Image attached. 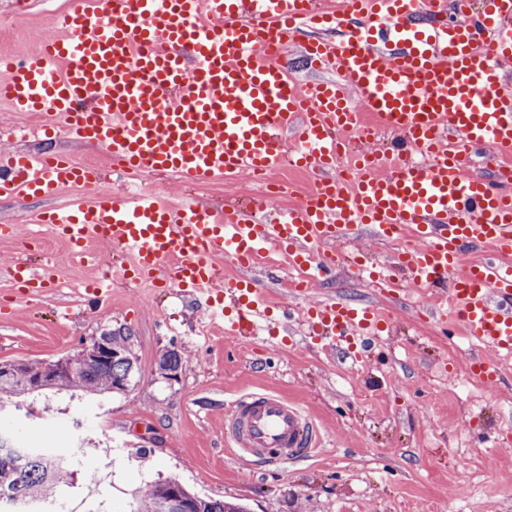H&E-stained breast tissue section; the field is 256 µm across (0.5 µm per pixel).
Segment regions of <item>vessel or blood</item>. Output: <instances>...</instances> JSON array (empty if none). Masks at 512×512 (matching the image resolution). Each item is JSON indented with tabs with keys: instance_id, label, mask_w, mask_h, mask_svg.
Here are the masks:
<instances>
[{
	"instance_id": "obj_1",
	"label": "vessel or blood",
	"mask_w": 512,
	"mask_h": 512,
	"mask_svg": "<svg viewBox=\"0 0 512 512\" xmlns=\"http://www.w3.org/2000/svg\"><path fill=\"white\" fill-rule=\"evenodd\" d=\"M319 37L299 40L304 29ZM297 40L319 81L297 86L282 48ZM512 0H80L39 49L0 53V99L18 112H44L102 146L113 170L204 180L273 175L284 156L315 172L287 215L265 222L262 202L216 212L175 208L113 193L110 179L53 152L0 154V197H51L67 187L96 192L91 203L43 212L75 254L88 240L131 257L144 281L167 272L228 336H245L269 316L249 270L277 250L310 278L363 268L348 251L358 232L387 241L408 231L377 287L432 288L428 313L462 326L483 348L471 371L496 381V353L512 352V184L495 167L470 171V151L512 153ZM357 93L377 128L398 131L391 159L360 148L361 175L337 178L336 162L361 118ZM238 270L224 284L217 260ZM20 290L50 288V268L12 266ZM307 339L339 355L358 353L385 318L370 304L331 298L299 307ZM224 441L241 464L285 463L319 445L315 425L269 392L248 393L224 419Z\"/></svg>"
}]
</instances>
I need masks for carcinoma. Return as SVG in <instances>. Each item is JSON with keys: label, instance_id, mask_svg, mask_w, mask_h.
I'll list each match as a JSON object with an SVG mask.
<instances>
[{"label": "carcinoma", "instance_id": "carcinoma-1", "mask_svg": "<svg viewBox=\"0 0 512 512\" xmlns=\"http://www.w3.org/2000/svg\"><path fill=\"white\" fill-rule=\"evenodd\" d=\"M109 344L122 352L95 363H84L78 357L67 359L66 366L55 375L50 386L79 387L89 394L109 392L119 382L129 385L134 372L135 357L130 348L131 336L121 331L103 334ZM9 373L0 371V395L21 394V388L32 376L34 365L8 364ZM77 468L53 460L35 451L21 456L9 449L0 435V506L17 501L36 502L57 499L56 491L62 477L73 478ZM247 512L240 504L196 495L174 478L160 477L141 492L134 512Z\"/></svg>", "mask_w": 512, "mask_h": 512}]
</instances>
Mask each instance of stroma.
I'll use <instances>...</instances> for the list:
<instances>
[{
	"label": "stroma",
	"instance_id": "35a3bbf8",
	"mask_svg": "<svg viewBox=\"0 0 512 512\" xmlns=\"http://www.w3.org/2000/svg\"><path fill=\"white\" fill-rule=\"evenodd\" d=\"M75 0H30L18 12L0 0V49L35 51L53 31L59 13ZM17 112L0 101V152L37 153L53 148L79 165L108 170L103 148L84 144L58 123ZM156 185L157 198L177 207L187 200L222 210L247 198L249 178L220 179L184 190L172 175L143 172L112 183ZM90 191L70 187L54 198H0V225L18 233L0 238V363L54 362L71 357L103 333L132 334L136 358L125 391L95 401L81 389H43L23 396L35 415L6 405L0 419L30 448L64 446L95 463L98 483L76 476L61 493L72 512H131L133 491L172 476L200 495L242 502L251 512H512V357L502 358L501 379L473 404L467 372L479 353L462 328L446 330L425 309L431 293L370 288L352 268L317 282L310 301L342 298L385 308L391 328L366 347L360 360H340L301 338L283 341L264 331L228 337L205 329L201 313L179 289L134 285L122 277L129 259L100 241L84 258L38 213L93 201ZM51 263L55 289L25 295L11 277V264ZM109 278L98 306L84 297L86 282ZM180 348L184 362L163 377L157 359ZM274 392L306 411L322 445L285 464L259 463L245 471L224 447V414L239 396ZM85 428L68 432L74 419Z\"/></svg>",
	"mask_w": 512,
	"mask_h": 512
}]
</instances>
